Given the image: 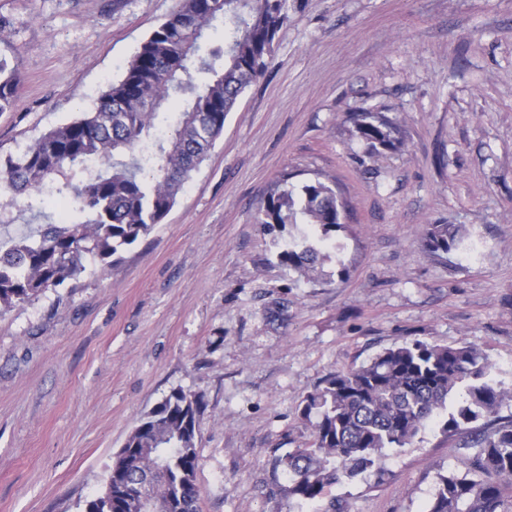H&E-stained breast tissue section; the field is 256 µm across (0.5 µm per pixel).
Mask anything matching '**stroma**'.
Returning <instances> with one entry per match:
<instances>
[{
  "label": "stroma",
  "mask_w": 512,
  "mask_h": 512,
  "mask_svg": "<svg viewBox=\"0 0 512 512\" xmlns=\"http://www.w3.org/2000/svg\"><path fill=\"white\" fill-rule=\"evenodd\" d=\"M270 67L239 98L166 219L109 267L0 314V512H83L140 418L171 390L203 398L200 512H426L466 468L430 420L362 477L292 509L272 454L312 439L304 398L330 373L415 340L466 341L512 392V0H296ZM177 0H0L21 96L0 157L93 108ZM389 118L369 150L354 113ZM319 179L344 224L301 273L268 232L277 186ZM0 191V235L57 221ZM429 224H460L435 254Z\"/></svg>",
  "instance_id": "obj_1"
}]
</instances>
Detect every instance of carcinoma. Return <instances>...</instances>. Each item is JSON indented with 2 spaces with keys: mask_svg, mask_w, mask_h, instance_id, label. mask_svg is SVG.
<instances>
[{
  "mask_svg": "<svg viewBox=\"0 0 512 512\" xmlns=\"http://www.w3.org/2000/svg\"><path fill=\"white\" fill-rule=\"evenodd\" d=\"M292 8L290 0H178L123 78L90 111L0 162V175L14 193L26 195L30 210L39 208L43 188L65 168L84 167L93 158L102 165L78 185L56 187L75 202L60 223L0 239V310L77 279L89 260L111 265L163 222L223 133L239 95L266 74ZM220 19L224 45L198 55L207 30ZM19 91L17 65L0 55V112L14 106ZM173 93L183 96L180 111L154 136V120ZM354 122L371 151L395 148L390 120L360 112ZM344 210L336 190L315 180L271 193L257 223L272 231L300 219L325 239L340 227ZM463 237L460 225L428 224L423 243L447 253ZM319 254L305 240L282 251L280 261L306 271ZM488 374V358L473 344L416 340L326 377L303 400V417L314 419L312 441L272 460V472L288 476V508L319 500L331 486L364 474L384 449L411 443L445 412L450 432L481 419L490 424L463 443L473 449L466 470L439 476L429 512H512V420L496 421L509 392L492 385ZM201 405V395L181 388L166 395L128 435L105 490L86 501L83 512H114L116 481L145 489L169 512H198Z\"/></svg>",
  "mask_w": 512,
  "mask_h": 512,
  "instance_id": "cac0c4a2",
  "label": "carcinoma"
}]
</instances>
